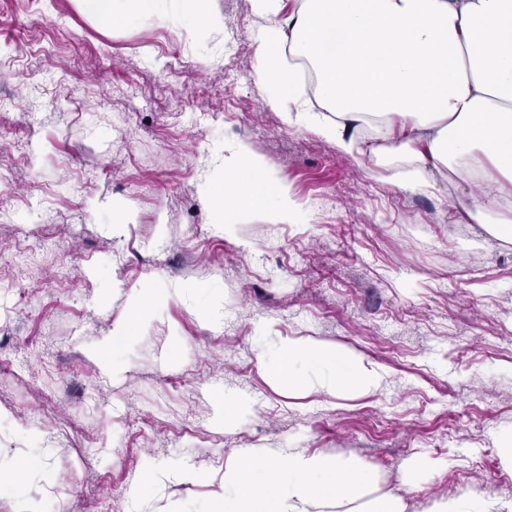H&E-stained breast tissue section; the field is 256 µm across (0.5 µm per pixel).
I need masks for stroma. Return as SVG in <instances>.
Wrapping results in <instances>:
<instances>
[{
    "mask_svg": "<svg viewBox=\"0 0 512 512\" xmlns=\"http://www.w3.org/2000/svg\"><path fill=\"white\" fill-rule=\"evenodd\" d=\"M110 29L76 0H0V469L40 453L13 512H209L236 449L300 448L370 469L404 512L467 492L512 501V242L456 210L466 184L398 188L404 158L342 157L255 80L253 0ZM247 142L302 206L210 221L199 187ZM125 205L129 223L111 220ZM200 283L202 294L176 292ZM152 284L137 340L114 325ZM279 338L377 365L365 394L296 393L261 370ZM245 396L243 426L217 397ZM174 459L198 475L158 473Z\"/></svg>",
    "mask_w": 512,
    "mask_h": 512,
    "instance_id": "stroma-1",
    "label": "stroma"
}]
</instances>
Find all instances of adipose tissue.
Masks as SVG:
<instances>
[{
	"label": "adipose tissue",
	"instance_id": "obj_1",
	"mask_svg": "<svg viewBox=\"0 0 512 512\" xmlns=\"http://www.w3.org/2000/svg\"><path fill=\"white\" fill-rule=\"evenodd\" d=\"M211 0H78L109 26L133 15L167 18L175 7L204 36L223 25ZM254 0L263 24L256 79L267 103L291 127L305 122L298 83L316 80L315 97L333 113L313 130L342 155L407 157L410 186L447 173L473 181L465 214L503 241L512 240V0ZM231 189L207 183L201 195L217 224L264 213L287 223L297 205L238 143L224 158ZM300 391L366 393L379 373L322 343L282 339L257 355ZM371 472L353 462L292 448L286 462L237 449L224 467V497L214 512H403L399 497L378 492Z\"/></svg>",
	"mask_w": 512,
	"mask_h": 512
}]
</instances>
